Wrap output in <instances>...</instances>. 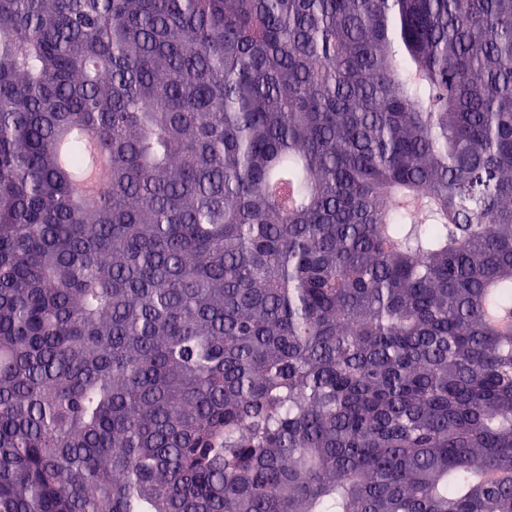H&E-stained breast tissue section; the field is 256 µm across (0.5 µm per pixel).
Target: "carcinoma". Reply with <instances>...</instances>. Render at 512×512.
Here are the masks:
<instances>
[{"instance_id":"carcinoma-1","label":"carcinoma","mask_w":512,"mask_h":512,"mask_svg":"<svg viewBox=\"0 0 512 512\" xmlns=\"http://www.w3.org/2000/svg\"><path fill=\"white\" fill-rule=\"evenodd\" d=\"M0 512H512V0H0Z\"/></svg>"}]
</instances>
